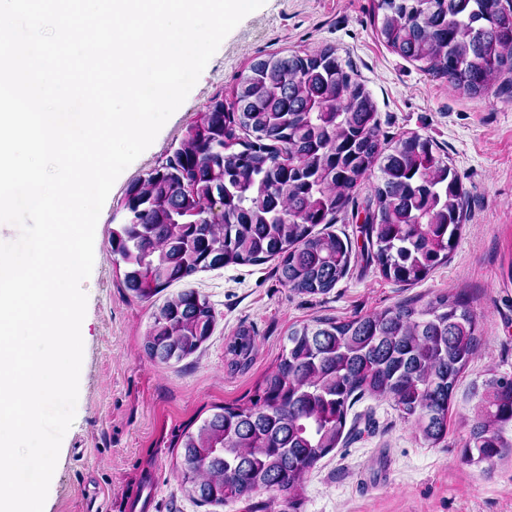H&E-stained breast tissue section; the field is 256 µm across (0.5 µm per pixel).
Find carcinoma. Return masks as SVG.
Here are the masks:
<instances>
[{"mask_svg": "<svg viewBox=\"0 0 512 512\" xmlns=\"http://www.w3.org/2000/svg\"><path fill=\"white\" fill-rule=\"evenodd\" d=\"M378 36L404 59L473 97L512 88V7L503 0H377ZM377 175L365 216L371 258L400 283L448 262L465 221L467 190L437 145L418 134L387 147L376 106L328 47L254 59L225 107L214 96L161 167L131 181L109 233L124 285L149 300L175 282L227 265L278 259L281 283L325 294L352 248L331 232L362 180ZM209 301L168 298L147 334L150 358L168 363L211 335ZM479 323L458 298L399 304L347 321L315 319L286 347L249 407H224L184 435L183 482L200 503L227 505L266 492L296 509L304 481L345 440L362 397L387 398L427 445L448 434L458 378L480 344ZM250 331L229 352L244 365ZM512 376L489 378L462 457L487 466L512 456Z\"/></svg>", "mask_w": 512, "mask_h": 512, "instance_id": "obj_1", "label": "carcinoma"}]
</instances>
